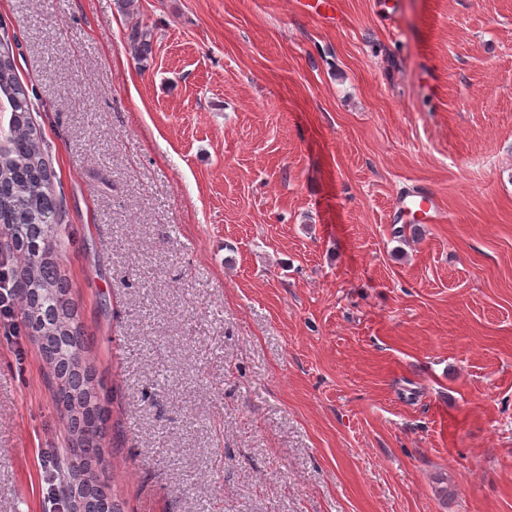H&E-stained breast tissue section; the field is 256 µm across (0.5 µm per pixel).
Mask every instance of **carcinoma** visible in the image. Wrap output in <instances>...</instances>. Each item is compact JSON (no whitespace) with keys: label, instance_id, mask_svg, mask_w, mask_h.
I'll return each mask as SVG.
<instances>
[{"label":"carcinoma","instance_id":"carcinoma-1","mask_svg":"<svg viewBox=\"0 0 512 512\" xmlns=\"http://www.w3.org/2000/svg\"><path fill=\"white\" fill-rule=\"evenodd\" d=\"M152 33L135 27L128 46L138 60L146 56ZM0 102L12 120L14 144L0 153V224H12L24 242L34 238L57 244L56 225L46 220L59 214V201L52 193L53 172L47 164L48 144L33 120L34 102L20 83L9 43L0 40ZM30 272L32 291L25 320L40 334L39 349L46 361L54 364L58 380L56 405L63 408L75 443L69 458L81 463L92 474L91 485L83 496L84 512L105 510L113 499L109 485L96 475L102 463L98 441L108 431V413L100 404V381L83 361L86 340L73 323V309L59 286L56 263L36 248L17 247Z\"/></svg>","mask_w":512,"mask_h":512}]
</instances>
